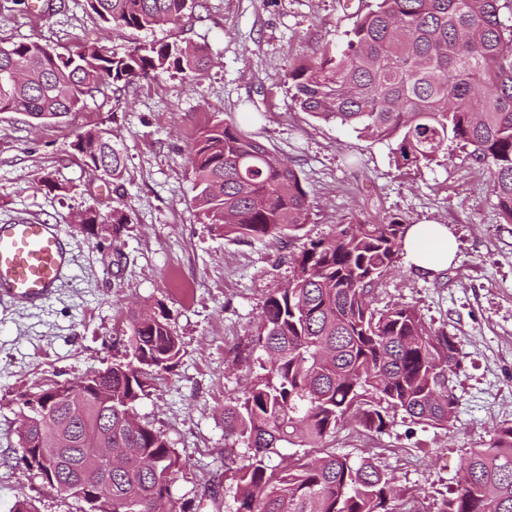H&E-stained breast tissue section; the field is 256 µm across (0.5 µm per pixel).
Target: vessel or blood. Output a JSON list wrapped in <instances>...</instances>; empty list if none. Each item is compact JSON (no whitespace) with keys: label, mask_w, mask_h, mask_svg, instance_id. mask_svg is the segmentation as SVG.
Instances as JSON below:
<instances>
[{"label":"vessel or blood","mask_w":512,"mask_h":512,"mask_svg":"<svg viewBox=\"0 0 512 512\" xmlns=\"http://www.w3.org/2000/svg\"><path fill=\"white\" fill-rule=\"evenodd\" d=\"M73 264L56 225L19 217L0 223V298L22 306L48 302Z\"/></svg>","instance_id":"b4317fda"}]
</instances>
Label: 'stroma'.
<instances>
[{
    "mask_svg": "<svg viewBox=\"0 0 512 512\" xmlns=\"http://www.w3.org/2000/svg\"><path fill=\"white\" fill-rule=\"evenodd\" d=\"M361 0H198L175 23L112 30L86 0H0V39L61 52L95 44L118 55L168 42L211 57L202 74L159 71L108 86L57 122L0 112V223L23 216L61 225L73 276L39 308L0 301V512L33 501L37 512H83V502L44 484L20 460L23 395L105 369L130 311L165 310L181 338L178 365L151 381L137 420L167 435L178 459L173 498L198 512H234L224 478V406L239 397L265 354L253 338L266 297L292 280L293 254L359 218L372 224H444L457 255L423 273L398 258L375 286L377 308L415 307L455 336L456 421L446 430L397 413L383 432L357 424L327 440L336 454L373 458L396 477L397 512H437L460 480V460L512 425V224L504 223L488 172L471 146L451 143L427 165L397 161L395 142L359 137L292 101L288 65L341 42ZM253 132L295 164L308 193V223L284 246L224 236L196 207L191 146L218 121ZM106 129L123 151L120 182L90 171L79 134ZM126 214L114 246L79 230L86 209Z\"/></svg>",
    "mask_w": 512,
    "mask_h": 512,
    "instance_id": "obj_1",
    "label": "stroma"
}]
</instances>
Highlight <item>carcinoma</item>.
Here are the masks:
<instances>
[{
	"mask_svg": "<svg viewBox=\"0 0 512 512\" xmlns=\"http://www.w3.org/2000/svg\"><path fill=\"white\" fill-rule=\"evenodd\" d=\"M512 0H373L357 12L346 38L288 66L292 99L302 112L352 127L377 140L393 139L405 165H427L448 141L473 147L491 178L504 222L512 224V25L500 10ZM112 29L173 24L196 0H89ZM0 52V112L37 121L79 110L103 84L129 85L159 69L197 73L208 64L199 50L169 43L122 55L90 45L75 55L34 41L4 43ZM87 166L119 180L120 148L104 129L78 136ZM196 206L224 236L282 244L306 223L308 195L288 160L235 123H214L192 144ZM80 229L97 244L115 242L127 216L84 214ZM408 225L398 219L336 225L294 257L288 287L265 300L257 343L267 355L242 396L224 405V441L248 450V463L226 457L224 477L235 483L236 512H395L398 489L389 472L325 447L336 429L355 421L381 432L401 411L417 424L448 429L456 418L455 337L429 325L414 307L378 310L369 295L395 267ZM117 336L122 358L112 362L110 389L83 401L79 413L55 398L60 384L25 395L21 461L35 449L61 459L58 479L83 472L81 442L112 449L96 479L100 512H188L169 486L177 458L166 435L133 426V410L155 374L177 364L181 340L166 314L130 319ZM316 448L270 464L283 444ZM467 480L438 512H512V425L485 448L460 460Z\"/></svg>",
	"mask_w": 512,
	"mask_h": 512,
	"instance_id": "obj_1",
	"label": "carcinoma"
}]
</instances>
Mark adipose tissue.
Segmentation results:
<instances>
[{
  "label": "adipose tissue",
  "instance_id": "1",
  "mask_svg": "<svg viewBox=\"0 0 512 512\" xmlns=\"http://www.w3.org/2000/svg\"><path fill=\"white\" fill-rule=\"evenodd\" d=\"M403 249L407 261L424 272L447 267L456 255L454 239L443 224L410 225Z\"/></svg>",
  "mask_w": 512,
  "mask_h": 512
}]
</instances>
